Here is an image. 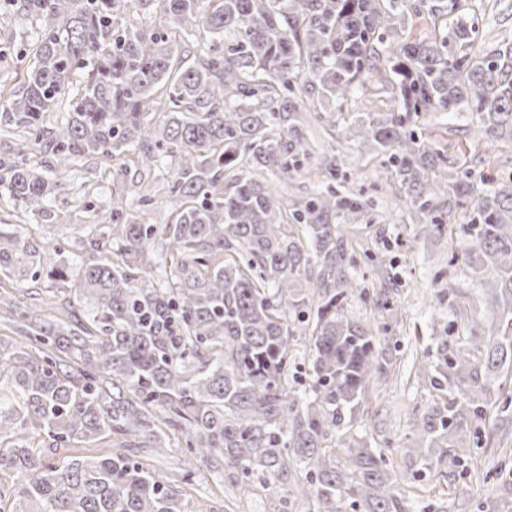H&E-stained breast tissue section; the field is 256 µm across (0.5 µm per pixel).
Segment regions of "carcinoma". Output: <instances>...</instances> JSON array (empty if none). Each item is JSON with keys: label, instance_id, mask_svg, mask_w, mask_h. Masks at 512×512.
I'll return each instance as SVG.
<instances>
[{"label": "carcinoma", "instance_id": "cac0c4a2", "mask_svg": "<svg viewBox=\"0 0 512 512\" xmlns=\"http://www.w3.org/2000/svg\"><path fill=\"white\" fill-rule=\"evenodd\" d=\"M17 1L39 31L23 85L0 101V134L20 141L0 183L45 220L71 168L96 157L138 197L127 203L121 185L102 210L121 241L87 224V257L49 271L73 278L74 300L33 306L0 285V314L20 338L0 335V472L21 477L0 490V512H185L178 490L122 452L47 456L112 435L122 448H167L175 432L244 478L302 468L299 492L323 512L342 495L359 512H410L387 455L343 439L383 365L381 327L345 313L366 287L335 220L357 221L372 201L336 186L340 154L289 210L265 174L292 182L310 157L311 114L343 111L384 72L393 109L353 113L342 140L395 172L423 235H442L448 210L467 214L448 264L462 260L494 312L421 361L435 393L403 457L428 471L469 459L491 374L512 367V174L491 177L465 153L450 165L409 125L469 112L490 144L512 145V40L485 50L460 0ZM424 12L433 33L394 42L406 15ZM60 107L66 118L47 129ZM37 153L61 164L41 167ZM170 156L179 166L154 174ZM159 184L175 207L150 224L141 214ZM158 242L169 281L145 271ZM38 266L21 231L0 227V273ZM290 310L314 313L306 398L289 380Z\"/></svg>", "mask_w": 512, "mask_h": 512}]
</instances>
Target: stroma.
I'll return each instance as SVG.
<instances>
[{
	"instance_id": "35a3bbf8",
	"label": "stroma",
	"mask_w": 512,
	"mask_h": 512,
	"mask_svg": "<svg viewBox=\"0 0 512 512\" xmlns=\"http://www.w3.org/2000/svg\"><path fill=\"white\" fill-rule=\"evenodd\" d=\"M470 13L480 20L486 45L512 38V0H464ZM9 30L0 37V100L22 82L24 62L15 56L18 39H35L36 28L18 13L0 19ZM339 112L312 120L307 134L313 153L297 182L301 195L317 186L318 161L335 150H343V168L349 179L347 189L363 190L373 206L354 224H340L349 251L356 259L359 274L365 275L368 298L352 296L347 313L361 323L373 322L382 329L380 345L386 360L379 393L370 395L346 429L348 437L371 446L391 447L390 458L411 512H502L503 498L491 481L501 465L512 466V423L505 422L501 403L512 396V375L503 374L490 386L485 397L484 416L477 427L487 444L475 450L466 466L452 462L412 477L401 453L412 434L413 417L431 402L432 388L422 379L418 364L440 354V341L450 335L455 318L490 317L491 311L477 281L460 265L449 266L448 255L455 248L449 236L420 235L413 216L399 197L394 174L380 158L356 144L341 145L331 137V126H342ZM414 126L437 141L449 158L461 153H485L491 174L512 173V147L488 148L468 112H425L413 120ZM452 125L469 129L466 137L449 135ZM112 195L111 175L84 174L68 182L55 194L49 222L23 220V211L8 199L0 186V221L22 224L28 242L37 252H48L47 267L72 263L84 255L86 245L76 232L77 225L98 220V208ZM463 296L461 310L448 307L449 293ZM390 299L391 310L377 306L378 296ZM135 457L155 477L177 487L186 512H316V502L295 496L305 474L295 468L276 478L254 475L247 497H240L242 477L237 469L225 466L221 454H199L184 447L179 435H172L165 451L136 450Z\"/></svg>"
}]
</instances>
